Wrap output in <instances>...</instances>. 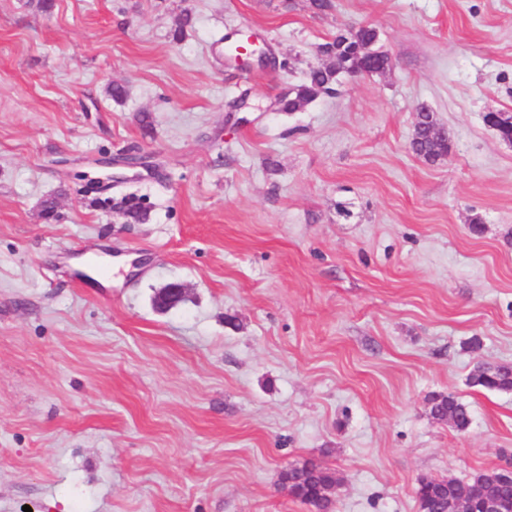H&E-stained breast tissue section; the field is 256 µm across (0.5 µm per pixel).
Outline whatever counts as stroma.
<instances>
[{
	"label": "stroma",
	"instance_id": "stroma-1",
	"mask_svg": "<svg viewBox=\"0 0 512 512\" xmlns=\"http://www.w3.org/2000/svg\"><path fill=\"white\" fill-rule=\"evenodd\" d=\"M333 4L0 0V512H312L280 483L308 461L335 512H419L512 471V391L468 383L512 365V0ZM365 24L385 75L277 111ZM251 34L272 63L230 62ZM418 113V129L416 137L410 142L412 152L419 158L427 162L434 163L448 154L450 149L451 137L433 138L428 134L429 126L431 125L432 111L424 104L419 105L417 108ZM431 416L441 422H448V417L454 421L453 427L465 431L471 424V416L466 405L452 394L438 395L432 398ZM502 473L488 470L467 481L423 478L419 482L417 498L420 512H458L459 506L486 491L500 504V512H512V481L508 484Z\"/></svg>",
	"mask_w": 512,
	"mask_h": 512
}]
</instances>
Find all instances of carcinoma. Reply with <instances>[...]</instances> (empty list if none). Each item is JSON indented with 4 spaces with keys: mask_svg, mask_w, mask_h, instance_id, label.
Returning a JSON list of instances; mask_svg holds the SVG:
<instances>
[{
    "mask_svg": "<svg viewBox=\"0 0 512 512\" xmlns=\"http://www.w3.org/2000/svg\"><path fill=\"white\" fill-rule=\"evenodd\" d=\"M379 31L371 26L339 30L331 40L320 45L328 64L309 71L306 80L289 91L288 97L279 100L278 110L296 112L319 96L321 89L336 86V74H354L367 66L364 57L357 53L359 46H376ZM418 129L410 142L412 152L427 162L434 163L448 153L451 137L429 136L432 111L424 104L417 108ZM473 387L491 391H512V367L505 365H480L468 378ZM431 416L441 422L453 419L454 428L465 431L471 424L466 405L453 395L432 398ZM281 483L295 498L312 506L314 512H332L334 493L338 485L336 472L322 465L305 462L282 472ZM487 492L500 504L501 512H512V482L502 479V473L488 470L467 481L448 483L444 480L423 478L419 482L417 498L420 512H456L459 506Z\"/></svg>",
    "mask_w": 512,
    "mask_h": 512,
    "instance_id": "carcinoma-1",
    "label": "carcinoma"
}]
</instances>
